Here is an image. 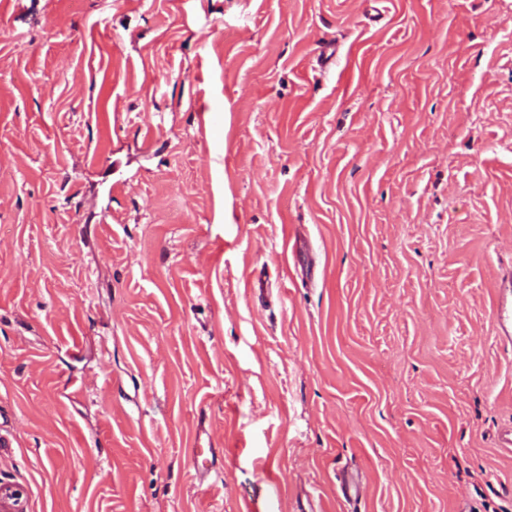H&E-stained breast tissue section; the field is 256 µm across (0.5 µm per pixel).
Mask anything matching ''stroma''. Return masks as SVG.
I'll return each mask as SVG.
<instances>
[{"instance_id": "stroma-1", "label": "stroma", "mask_w": 512, "mask_h": 512, "mask_svg": "<svg viewBox=\"0 0 512 512\" xmlns=\"http://www.w3.org/2000/svg\"><path fill=\"white\" fill-rule=\"evenodd\" d=\"M511 267L512 0H0L22 512H512Z\"/></svg>"}]
</instances>
